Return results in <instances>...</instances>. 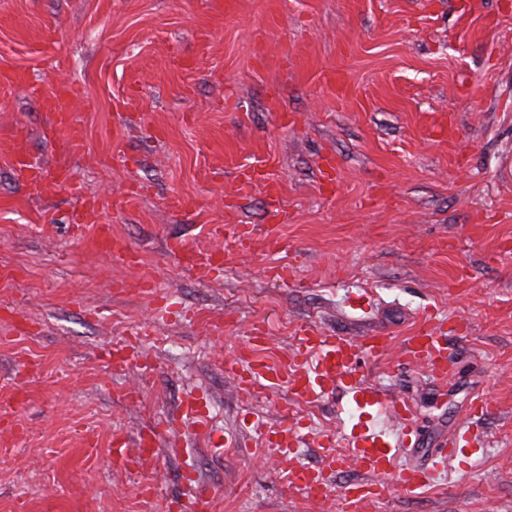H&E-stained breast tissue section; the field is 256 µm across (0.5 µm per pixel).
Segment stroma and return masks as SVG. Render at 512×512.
I'll return each mask as SVG.
<instances>
[{
    "label": "stroma",
    "mask_w": 512,
    "mask_h": 512,
    "mask_svg": "<svg viewBox=\"0 0 512 512\" xmlns=\"http://www.w3.org/2000/svg\"><path fill=\"white\" fill-rule=\"evenodd\" d=\"M13 70L34 86L0 84V512H167L196 485L215 512H347L357 472L308 500L256 453L251 413L337 435L358 417L339 387L238 393L224 362L256 324L271 356L307 325L392 336L357 375L409 402L426 451L492 399L480 466L358 512H512V0H0ZM62 84L86 139L70 157L43 135ZM447 124L449 147L431 135ZM18 150L81 196H35ZM131 182L141 199L111 207ZM94 202L129 257L69 227ZM214 224L261 230L242 248ZM179 246L222 253V274ZM429 313L468 324L444 382L400 356ZM132 340L145 361L113 369L104 351ZM171 416L142 470L113 467L114 433Z\"/></svg>",
    "instance_id": "1"
}]
</instances>
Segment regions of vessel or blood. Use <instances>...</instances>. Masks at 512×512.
<instances>
[{
	"label": "vessel or blood",
	"mask_w": 512,
	"mask_h": 512,
	"mask_svg": "<svg viewBox=\"0 0 512 512\" xmlns=\"http://www.w3.org/2000/svg\"><path fill=\"white\" fill-rule=\"evenodd\" d=\"M72 100V88H60L54 96L52 119L46 130L48 138L67 154L80 152L85 146L83 132L72 120ZM13 168L19 178L42 190L72 187L66 174L50 176L47 166L32 162L21 152L15 154ZM265 344L263 328L253 327L240 351L226 360L225 369L234 377L240 391L250 393L282 383L287 386L291 399L306 403L322 398L327 386L336 383L351 393L362 410L358 421L344 435L348 453L335 452L329 440H319L318 445L324 448L325 454L317 468L295 461L303 439L301 424L283 422L265 428L259 419L248 420L249 428H265L268 451L288 464L289 486L303 491L306 496L328 497L332 475L349 468L357 471L360 478L343 487L342 497L354 508L365 498L383 495L385 479H396L403 491L412 494L432 485L446 472L450 461L460 459L472 465L484 457L485 438L476 420L489 412L490 401L479 396L471 403L470 420L457 423L426 463L397 468L400 454L415 453L421 446L418 425L406 402L362 384L356 376L361 356L385 354L391 344L390 337L373 334L351 338L307 328L302 330L289 354L276 361L264 357ZM401 355L426 369L437 380H446L449 375L447 338L435 320H427L423 328L406 339Z\"/></svg>",
	"instance_id": "vessel-or-blood-1"
}]
</instances>
